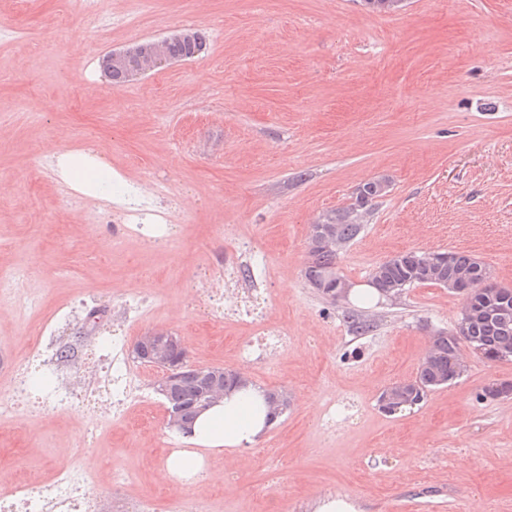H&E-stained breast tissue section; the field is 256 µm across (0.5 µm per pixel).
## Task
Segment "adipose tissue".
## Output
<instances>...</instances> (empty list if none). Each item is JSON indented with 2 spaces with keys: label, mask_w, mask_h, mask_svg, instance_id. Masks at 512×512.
<instances>
[{
  "label": "adipose tissue",
  "mask_w": 512,
  "mask_h": 512,
  "mask_svg": "<svg viewBox=\"0 0 512 512\" xmlns=\"http://www.w3.org/2000/svg\"><path fill=\"white\" fill-rule=\"evenodd\" d=\"M57 159L63 181L83 194H91L98 162L77 152L58 153ZM264 394V389L251 383L202 413L187 438V447L173 451L168 458V472L190 482L207 469L208 457L259 443L271 427L265 416Z\"/></svg>",
  "instance_id": "ef3b65f1"
}]
</instances>
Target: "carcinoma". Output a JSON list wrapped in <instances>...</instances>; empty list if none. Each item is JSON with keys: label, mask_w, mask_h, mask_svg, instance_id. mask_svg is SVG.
<instances>
[{"label": "carcinoma", "mask_w": 512, "mask_h": 512, "mask_svg": "<svg viewBox=\"0 0 512 512\" xmlns=\"http://www.w3.org/2000/svg\"><path fill=\"white\" fill-rule=\"evenodd\" d=\"M203 47L202 36H197V43L173 40L168 44V51L174 58L183 60L195 57V53ZM383 196L381 183L368 182L355 190L354 202L350 205L327 214L323 223L332 227L339 239L347 244L356 238L362 230V224L357 221V212L363 205L372 206L376 198ZM319 225H312L308 242L310 262L305 270L309 284L316 288H329L331 282L322 278L324 274L338 276L336 267V250H323L314 246ZM425 255L423 251H407L386 260L377 266L371 274L370 284L381 296L386 295L389 288L410 287L418 284H436L432 276L417 269L416 260ZM484 268L476 259L462 254L453 253V261L444 267L442 277L449 281L458 280L461 271H471ZM475 346L481 349L489 361H512V323L503 325L497 321L478 318L468 323L463 338L437 337L431 347L429 366L419 370L414 379L401 383L408 394H413L414 386L425 384L432 380H449L455 371V362L459 357L462 346ZM204 381L189 368L182 370L181 376L170 383L163 395L165 403L173 406L180 405L184 412L191 416L203 401Z\"/></svg>", "instance_id": "carcinoma-1"}]
</instances>
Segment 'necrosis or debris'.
<instances>
[{"label": "necrosis or debris", "mask_w": 512, "mask_h": 512, "mask_svg": "<svg viewBox=\"0 0 512 512\" xmlns=\"http://www.w3.org/2000/svg\"><path fill=\"white\" fill-rule=\"evenodd\" d=\"M155 188L148 183L136 188V205L109 213L108 221L129 225L131 233L147 234L150 242L165 245L168 232L160 227L146 228ZM144 300L135 292L125 293L112 308L108 335L54 365H47L43 354L52 344L60 325L68 323L75 310L69 304L58 306L55 315L41 323L36 336L24 341L23 359L10 393L17 406L38 405L44 408L95 416L97 410L123 417L131 403L146 401L140 376L129 359V330L141 312ZM93 497L86 474L73 466L50 484L41 486L15 478L14 491L0 497V512H92Z\"/></svg>", "instance_id": "necrosis-or-debris-1"}]
</instances>
